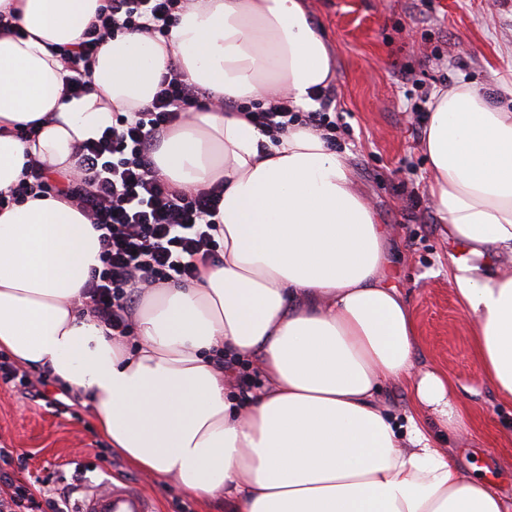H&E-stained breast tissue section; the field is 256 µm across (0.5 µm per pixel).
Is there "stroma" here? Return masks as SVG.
<instances>
[{"label": "stroma", "mask_w": 512, "mask_h": 512, "mask_svg": "<svg viewBox=\"0 0 512 512\" xmlns=\"http://www.w3.org/2000/svg\"><path fill=\"white\" fill-rule=\"evenodd\" d=\"M334 55L341 125L336 148L348 153L360 194L388 225L387 276L408 298L416 365L451 378L463 406L458 431L431 427L470 477L486 476L512 495V401L482 383L471 324L448 276L459 248L442 232L426 192L423 132L433 91L470 82L512 108V0H306ZM33 393L0 380V446L18 454L14 478L43 496L58 475L68 482L138 485L156 512H224L202 504L173 479L139 471L112 450L92 405L43 369H29Z\"/></svg>", "instance_id": "35a3bbf8"}]
</instances>
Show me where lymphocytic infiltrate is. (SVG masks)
<instances>
[{"mask_svg":"<svg viewBox=\"0 0 512 512\" xmlns=\"http://www.w3.org/2000/svg\"><path fill=\"white\" fill-rule=\"evenodd\" d=\"M191 0H107L84 31L77 48H62L69 75L67 91L89 89L88 64L105 37L133 30L147 37L166 36L179 12ZM207 90L191 83L177 63H170L150 104L133 116L116 115L111 129L77 152L74 176L67 183L51 180L41 170L28 171L10 197L0 196V209L19 203L32 192L59 193L70 199L99 233V266L87 284L90 311L115 336L129 333L137 292L160 283L195 277L199 266L218 260L220 243L214 217L221 192L212 188L177 190L162 181L149 156V146L181 112L209 99ZM262 132L287 134L304 124L335 144L338 124L326 112H297L284 97L257 111ZM68 492L36 498L0 468V512H72Z\"/></svg>","mask_w":512,"mask_h":512,"instance_id":"lymphocytic-infiltrate-1","label":"lymphocytic infiltrate"}]
</instances>
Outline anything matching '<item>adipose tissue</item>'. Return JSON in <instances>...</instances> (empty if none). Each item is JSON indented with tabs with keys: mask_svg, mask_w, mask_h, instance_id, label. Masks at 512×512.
Returning a JSON list of instances; mask_svg holds the SVG:
<instances>
[{
	"mask_svg": "<svg viewBox=\"0 0 512 512\" xmlns=\"http://www.w3.org/2000/svg\"><path fill=\"white\" fill-rule=\"evenodd\" d=\"M106 0H0L26 33L0 31V193L38 164L67 181L81 143L149 104L169 62L211 102L152 146L179 190L221 186L224 254L195 278L147 289L134 346L87 307L99 233L64 198L0 209V351L86 395L112 449L227 512H512L491 481L465 476L427 427L459 429L452 381L417 370L406 297L384 278L389 230L358 192L346 154L297 127L264 135L250 113L279 96L308 112L336 73L302 0H193L167 36L113 34L91 90H64L55 50L80 41ZM232 111L214 108L215 100ZM36 128L20 140V128ZM428 194L450 240L455 293L481 378L512 400V110L461 82L431 96ZM259 358L266 385L239 397L214 350ZM407 381L427 421L397 433L376 394Z\"/></svg>",
	"mask_w": 512,
	"mask_h": 512,
	"instance_id": "1",
	"label": "adipose tissue"
}]
</instances>
